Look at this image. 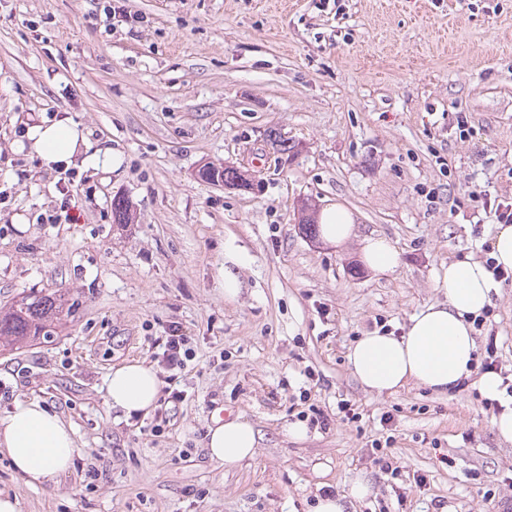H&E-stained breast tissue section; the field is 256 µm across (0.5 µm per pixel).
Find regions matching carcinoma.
Listing matches in <instances>:
<instances>
[{
    "label": "carcinoma",
    "mask_w": 512,
    "mask_h": 512,
    "mask_svg": "<svg viewBox=\"0 0 512 512\" xmlns=\"http://www.w3.org/2000/svg\"><path fill=\"white\" fill-rule=\"evenodd\" d=\"M74 312V303L63 293L25 294L7 312L0 313V343L14 347L51 338Z\"/></svg>",
    "instance_id": "cac0c4a2"
}]
</instances>
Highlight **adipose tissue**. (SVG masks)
Segmentation results:
<instances>
[{
    "label": "adipose tissue",
    "instance_id": "adipose-tissue-1",
    "mask_svg": "<svg viewBox=\"0 0 512 512\" xmlns=\"http://www.w3.org/2000/svg\"><path fill=\"white\" fill-rule=\"evenodd\" d=\"M30 151L45 165H69L78 149H85L83 163L92 169L115 168L121 155L88 150V140L76 124L51 122L28 128ZM320 237L342 246L359 239V259L370 271L385 274L400 263L398 250L384 237L358 236L355 217L338 204L319 215ZM438 285L445 301L432 303L410 318L405 335L377 331L360 336L347 353L349 370L366 390L392 394L408 384L445 393L471 375L476 362L474 319L491 303L493 280L484 265L473 260L449 263ZM160 380L152 366L132 360L112 368L106 378V396L112 408L126 415L148 413L159 398ZM257 432L248 421L214 419L208 432L211 458L232 467L253 457ZM0 452L14 471L30 484L57 486L76 453L71 424L39 401L17 402L0 419Z\"/></svg>",
    "mask_w": 512,
    "mask_h": 512
}]
</instances>
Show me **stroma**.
I'll list each match as a JSON object with an SVG mask.
<instances>
[{
  "mask_svg": "<svg viewBox=\"0 0 512 512\" xmlns=\"http://www.w3.org/2000/svg\"><path fill=\"white\" fill-rule=\"evenodd\" d=\"M60 119L121 167L75 160L65 185L20 149L27 126ZM272 131L291 152L271 148ZM206 164L248 170L253 184L202 181ZM118 198L129 223L112 221ZM304 202L342 204L400 266L373 274L356 244L310 237ZM501 202H512V0H0V310L32 291L76 305L50 341L0 352V418L40 401L77 446L55 488L29 485L1 453L0 492L19 512H314L358 478L371 492L348 512H500L512 442L477 376L448 394L378 396L347 352L368 332L405 333L443 300L450 261H485ZM63 205L70 220L44 223ZM224 269L241 282L232 300ZM174 326L193 351L176 372L158 342ZM475 336L481 350L496 340L512 382V280L496 282ZM129 359L184 391L167 430L155 413L109 406L106 377ZM304 391L329 426L297 440ZM217 417L252 423L253 459L210 460Z\"/></svg>",
  "mask_w": 512,
  "mask_h": 512,
  "instance_id": "obj_1",
  "label": "stroma"
}]
</instances>
